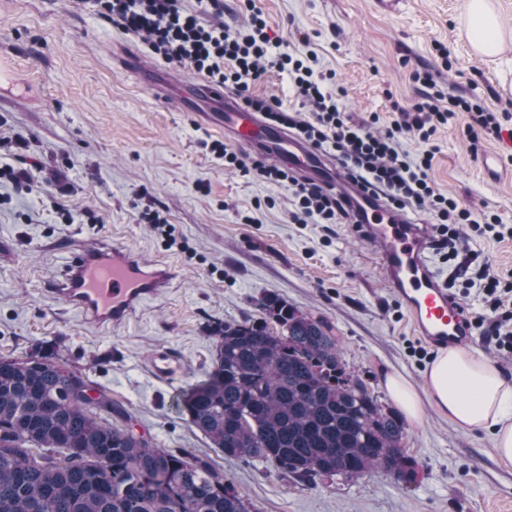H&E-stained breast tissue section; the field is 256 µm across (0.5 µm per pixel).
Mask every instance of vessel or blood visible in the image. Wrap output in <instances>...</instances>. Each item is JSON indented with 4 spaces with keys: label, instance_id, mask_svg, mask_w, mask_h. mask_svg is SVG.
Wrapping results in <instances>:
<instances>
[{
    "label": "vessel or blood",
    "instance_id": "vessel-or-blood-1",
    "mask_svg": "<svg viewBox=\"0 0 512 512\" xmlns=\"http://www.w3.org/2000/svg\"><path fill=\"white\" fill-rule=\"evenodd\" d=\"M128 68L137 60L124 57ZM149 92L166 98L179 82L177 74L139 69ZM214 103L201 121L224 132L237 145L259 151L279 161L293 163L301 174L350 197L355 206L357 229L369 244L382 276L403 304L414 333L430 348L445 350L473 344L476 331L462 306L448 293V285L432 266L430 225L390 209L384 198H369L338 168L333 158L314 150L288 130L266 123L262 113L240 106L234 92L199 83L194 96H180V110H195L197 99ZM175 267L149 260L123 245L99 241L95 248L75 245L53 292L84 324L110 330L131 322L138 310L169 288Z\"/></svg>",
    "mask_w": 512,
    "mask_h": 512
}]
</instances>
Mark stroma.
I'll return each mask as SVG.
<instances>
[{
    "mask_svg": "<svg viewBox=\"0 0 512 512\" xmlns=\"http://www.w3.org/2000/svg\"><path fill=\"white\" fill-rule=\"evenodd\" d=\"M491 2L505 38L492 58L467 38L468 0H255L283 51L317 53L355 121L395 119V106L416 99L415 73L428 71L444 91L508 113L512 129L502 86L512 81V0ZM127 54L166 67L87 0H0V82L17 84L0 92V168L34 176L23 192L0 180V357L55 354L105 388L136 435L204 455L209 443L180 401L212 366L209 330L261 318L258 299L275 293L327 322L384 409L395 408L386 375L413 384L421 419L406 421L404 445L418 475L308 484L270 462L221 459L253 512H512V463L498 458L491 430L458 431L430 400V363L411 354L419 340L368 244L347 223H293L288 188L225 168L209 149L218 133L153 97L122 66ZM467 121L456 113L435 135L433 184L512 225V146L490 138L471 154ZM148 208L173 224L175 243L144 223ZM102 239L177 266L166 293L110 331L84 325L51 291L73 241ZM163 349L182 365L174 377L152 369Z\"/></svg>",
    "mask_w": 512,
    "mask_h": 512,
    "instance_id": "35a3bbf8",
    "label": "stroma"
}]
</instances>
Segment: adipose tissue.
Here are the masks:
<instances>
[{
    "instance_id": "adipose-tissue-1",
    "label": "adipose tissue",
    "mask_w": 512,
    "mask_h": 512,
    "mask_svg": "<svg viewBox=\"0 0 512 512\" xmlns=\"http://www.w3.org/2000/svg\"><path fill=\"white\" fill-rule=\"evenodd\" d=\"M465 22L477 52L499 54L503 33L488 0H469ZM426 387L459 431L494 428L499 457L512 462V383L494 363L463 347L448 348L428 368Z\"/></svg>"
}]
</instances>
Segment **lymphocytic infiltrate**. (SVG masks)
Here are the masks:
<instances>
[{"instance_id": "f902f5d3", "label": "lymphocytic infiltrate", "mask_w": 512, "mask_h": 512, "mask_svg": "<svg viewBox=\"0 0 512 512\" xmlns=\"http://www.w3.org/2000/svg\"><path fill=\"white\" fill-rule=\"evenodd\" d=\"M200 12L185 9L183 0H93L100 18L124 33L141 39L150 53L178 68L191 69L217 86L234 85L252 110L263 113L275 126L292 130L322 152L333 153L345 173L366 191L382 195L393 210L417 208L435 218L433 248L451 269V282L469 285L480 280L482 309L472 320L490 349L512 361V270L497 271L480 253L468 250L475 237L496 241L512 239V225L495 213L460 205L458 200L433 186L430 171L435 157L430 143L439 127L455 113L469 121L463 137L471 153H478L487 138L501 137L503 125L481 101L466 100L437 89L431 73L416 75L421 85L412 108L400 109L390 125L372 116L370 123H356L342 103L344 90L328 91L317 68L318 55L310 51L293 56L281 52V43L269 34V26L255 4H248L249 19L233 28L220 22L223 0H199ZM216 15L213 23L204 14ZM287 74L301 101L300 110H282L276 98L256 94L268 69ZM414 137L422 151L404 150L402 140ZM212 153L225 167L269 182L287 185L293 196L292 219L297 224H337L348 219L344 198L319 184L299 178L286 164L267 158H249L213 141Z\"/></svg>"}]
</instances>
